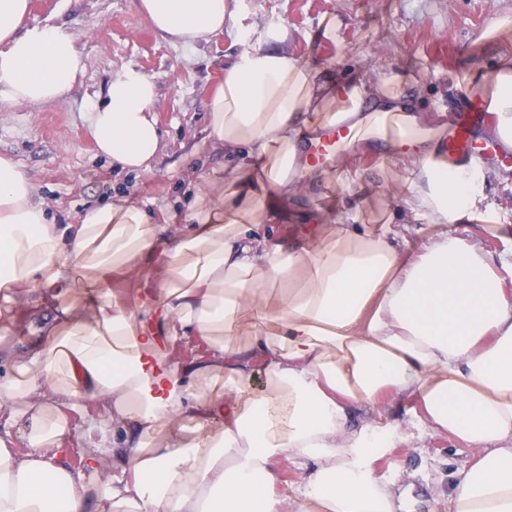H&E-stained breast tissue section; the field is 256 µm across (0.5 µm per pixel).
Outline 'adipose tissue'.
<instances>
[{
  "label": "adipose tissue",
  "instance_id": "adipose-tissue-1",
  "mask_svg": "<svg viewBox=\"0 0 512 512\" xmlns=\"http://www.w3.org/2000/svg\"><path fill=\"white\" fill-rule=\"evenodd\" d=\"M168 42L236 22L228 0H140ZM30 0H0V101L61 98L81 68L72 38L24 26ZM208 129L243 182L200 192L189 223H150L128 200L53 224L29 176L0 158V512H401L376 462L414 429L475 450L448 512H512V254L493 260L455 235L500 223L476 161L450 159L439 113L399 77L338 81L242 27ZM466 89L512 152V56L472 68ZM155 83L128 68L88 110L99 154L147 170L160 146ZM348 129L337 162L395 158L407 220L360 224L347 207L311 213L319 234L284 253L276 205L328 179L311 151ZM85 308L32 325L14 358L18 303L39 309L71 277ZM138 278L136 295L121 282ZM248 340L237 343L239 326ZM266 385L254 391L255 373ZM367 420L349 427L352 407ZM25 451H17V442ZM76 448L89 463L71 466ZM302 475L277 489L273 460Z\"/></svg>",
  "mask_w": 512,
  "mask_h": 512
}]
</instances>
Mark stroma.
Returning <instances> with one entry per match:
<instances>
[{
  "mask_svg": "<svg viewBox=\"0 0 512 512\" xmlns=\"http://www.w3.org/2000/svg\"><path fill=\"white\" fill-rule=\"evenodd\" d=\"M139 0H31L27 24L60 27L74 41L84 69L61 98L36 106L0 103V156L12 159L35 185V199L53 223L76 224L91 208L117 198L146 206L153 223L181 224L204 180L236 179L224 155L207 138V106L224 80V67L244 45L234 28L193 45L165 41L138 8ZM239 23L282 24L285 49L326 69L339 80L358 76L378 81L403 74L425 109H445L448 76H466L472 64L492 67L501 53H512V27L488 38L491 25L512 20V0H230ZM335 21L336 36L320 29ZM134 68L157 86L155 116L162 132L151 170L129 171L97 154L87 133L89 105L110 79ZM475 143L486 144L478 162L491 169L485 186L512 223V164L488 146L486 124ZM403 171L397 160L371 161L360 182L344 170L334 179L305 188L295 206L311 212L354 200L361 221L373 224L396 214ZM474 451L445 434L411 437L376 464L394 495L413 502V512H431L444 500L452 472L471 464Z\"/></svg>",
  "mask_w": 512,
  "mask_h": 512,
  "instance_id": "1",
  "label": "stroma"
}]
</instances>
